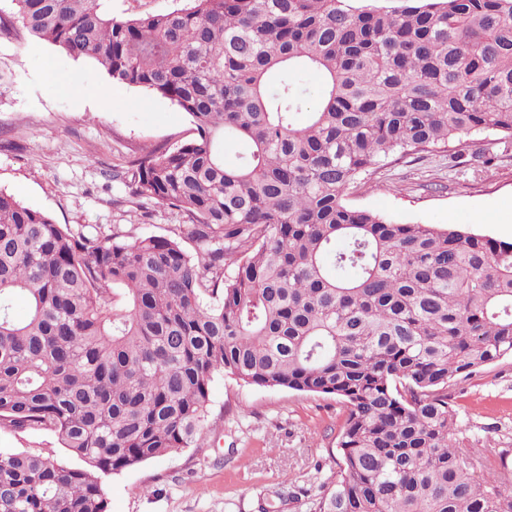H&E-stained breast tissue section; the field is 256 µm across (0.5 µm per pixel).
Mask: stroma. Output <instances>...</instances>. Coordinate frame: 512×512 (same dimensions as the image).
Segmentation results:
<instances>
[{
    "mask_svg": "<svg viewBox=\"0 0 512 512\" xmlns=\"http://www.w3.org/2000/svg\"><path fill=\"white\" fill-rule=\"evenodd\" d=\"M0 17L12 22L0 34V190L72 228L123 224L136 236L164 235L184 223L106 172L190 136L188 114L28 35L12 0H0ZM348 202L403 224L511 240L512 143L478 139L460 156L426 152L386 164ZM211 400L206 447L105 477L108 512H310L337 470L343 404L224 376ZM448 401L460 447L512 469V356L451 382Z\"/></svg>",
    "mask_w": 512,
    "mask_h": 512,
    "instance_id": "35a3bbf8",
    "label": "stroma"
}]
</instances>
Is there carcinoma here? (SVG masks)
Here are the masks:
<instances>
[{"label":"carcinoma","mask_w":512,"mask_h":512,"mask_svg":"<svg viewBox=\"0 0 512 512\" xmlns=\"http://www.w3.org/2000/svg\"><path fill=\"white\" fill-rule=\"evenodd\" d=\"M13 2L194 136L130 161L135 195L186 216L169 236L74 232L0 190V432L79 462L0 450V512H107L104 477L204 447L218 374L345 405L314 512H512L448 402L512 355V240L346 203L388 159L512 141V0ZM101 7L117 18L166 14L187 5L185 0H100ZM2 451H42L67 460L66 449L56 436L43 432L0 433Z\"/></svg>","instance_id":"1"}]
</instances>
